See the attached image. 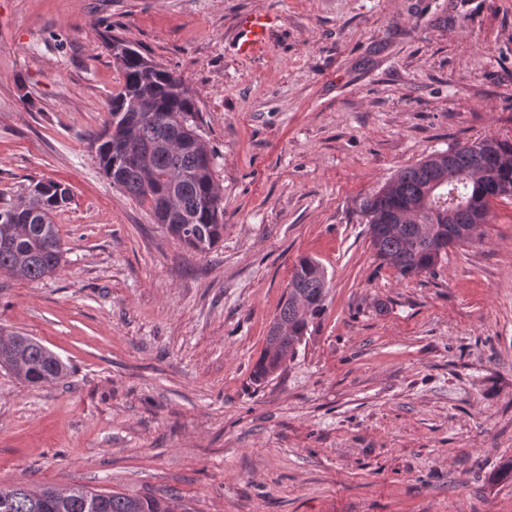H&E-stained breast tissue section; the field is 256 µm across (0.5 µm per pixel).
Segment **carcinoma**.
<instances>
[{"label":"carcinoma","instance_id":"cac0c4a2","mask_svg":"<svg viewBox=\"0 0 512 512\" xmlns=\"http://www.w3.org/2000/svg\"><path fill=\"white\" fill-rule=\"evenodd\" d=\"M125 54L114 56L123 73L121 89L112 96L108 118L92 145L100 167L112 173L113 184L137 201L146 203L155 221L167 226L180 243L199 252L210 250L224 235V210L213 176V150L199 137V107L182 80L164 65L145 57L118 37ZM396 185L363 198L360 214L366 223L389 224L397 213L424 208L422 223L435 229V238L461 226L477 229V217H487L490 203L507 187L512 192V142L491 141L488 147L458 150L451 160L422 161L402 169ZM438 185L427 206L422 196L427 186ZM71 199L68 186L38 181L26 189V199L0 207V272L30 280L54 274L63 250L55 212ZM455 223H448V209ZM370 243L383 263L399 277L434 274L443 259L438 245L420 237L418 223H405L395 234H373ZM277 318L288 324V341L266 336V346L254 364L252 379L261 383L295 355L310 324L325 311L328 284L321 263L301 257L295 264ZM0 367L28 385L64 378L69 366L56 353L30 336L10 334V344L0 342ZM52 487H0V512H174L166 495L128 496L90 490L75 484L57 498Z\"/></svg>","mask_w":512,"mask_h":512}]
</instances>
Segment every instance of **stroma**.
<instances>
[{
  "mask_svg": "<svg viewBox=\"0 0 512 512\" xmlns=\"http://www.w3.org/2000/svg\"><path fill=\"white\" fill-rule=\"evenodd\" d=\"M276 18L237 51L241 17ZM118 36L175 71L214 150L201 253L90 141ZM512 141V0H0V203L65 183L64 261L0 273V331L70 367L0 368V486L169 492L177 512H512V199L436 274L381 263L356 208L401 169ZM326 310L251 371L300 257ZM10 344L0 341V367L28 385L52 383L64 378L69 366L56 353L30 336L9 333Z\"/></svg>",
  "mask_w": 512,
  "mask_h": 512,
  "instance_id": "35a3bbf8",
  "label": "stroma"
}]
</instances>
